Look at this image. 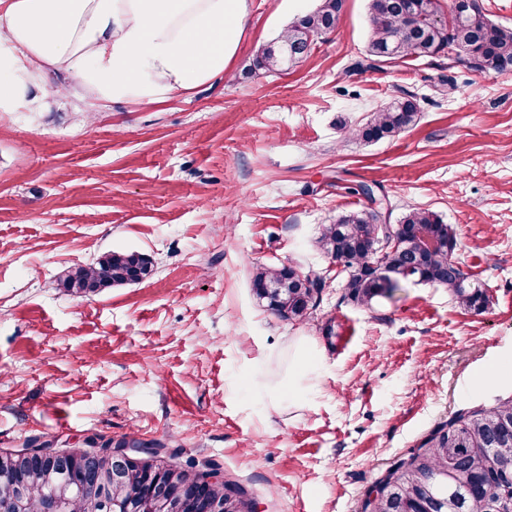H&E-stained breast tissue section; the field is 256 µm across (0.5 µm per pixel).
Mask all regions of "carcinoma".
<instances>
[{"label":"carcinoma","instance_id":"1","mask_svg":"<svg viewBox=\"0 0 512 512\" xmlns=\"http://www.w3.org/2000/svg\"><path fill=\"white\" fill-rule=\"evenodd\" d=\"M344 0H322L321 5L293 22L275 41L261 49L253 61L255 71H286L288 65L308 56L309 36L336 29ZM369 55L378 62L428 58L448 49L465 52L470 67L485 74L512 70V29L493 23L482 5L461 12L451 24L437 21L438 0H369ZM419 105L412 95L398 96L372 111L353 136L364 142L394 137L415 126ZM368 205L323 225L317 244L320 250L349 270L345 297L368 305L378 297H393L412 278L448 289L462 308L480 311L485 290L469 281L457 261L454 227L436 212L408 209L397 224L385 223L387 196L369 185L360 187ZM403 235L399 247L385 253L383 263L373 266L391 231ZM430 233L438 245L423 246L421 232ZM152 272L147 255L131 251L104 254L94 266H77L62 287L77 295L95 294L123 286ZM256 297L278 316L303 320L319 301L323 279L294 266L260 265L252 273ZM93 462L75 465L66 459L35 454L13 456L0 464V493L14 495L20 512H43L52 500L57 512H180L158 505L150 509L147 486L135 476L112 481V469L102 473L96 489L85 486L82 471ZM199 471L192 462L175 464L174 480L189 485ZM376 496H366L362 512H512V399L488 408L462 411L438 425L408 457L391 464L374 484ZM220 499H232L234 512H249L251 502L234 481L211 487Z\"/></svg>","mask_w":512,"mask_h":512}]
</instances>
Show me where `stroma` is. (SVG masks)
I'll return each mask as SVG.
<instances>
[{"mask_svg": "<svg viewBox=\"0 0 512 512\" xmlns=\"http://www.w3.org/2000/svg\"><path fill=\"white\" fill-rule=\"evenodd\" d=\"M319 0H248L227 79L161 105L0 113V452L100 440L161 444L210 463L258 512H361L396 457L472 406L512 397V71L447 57L366 67L368 0L277 73L258 50ZM412 91L420 119L376 143L349 137ZM381 186L393 217L438 213L482 284L481 311L409 282L361 306L316 246L323 225ZM138 250L151 278L94 296L61 280ZM326 282L305 319L271 313L256 266ZM295 336L323 374L307 405L260 398Z\"/></svg>", "mask_w": 512, "mask_h": 512, "instance_id": "stroma-1", "label": "stroma"}]
</instances>
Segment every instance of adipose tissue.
Returning <instances> with one entry per match:
<instances>
[{"label": "adipose tissue", "instance_id": "1", "mask_svg": "<svg viewBox=\"0 0 512 512\" xmlns=\"http://www.w3.org/2000/svg\"><path fill=\"white\" fill-rule=\"evenodd\" d=\"M248 0H0V112H47L50 94L86 112L163 104L223 79ZM309 339L297 337L272 404L305 401L319 382Z\"/></svg>", "mask_w": 512, "mask_h": 512}]
</instances>
